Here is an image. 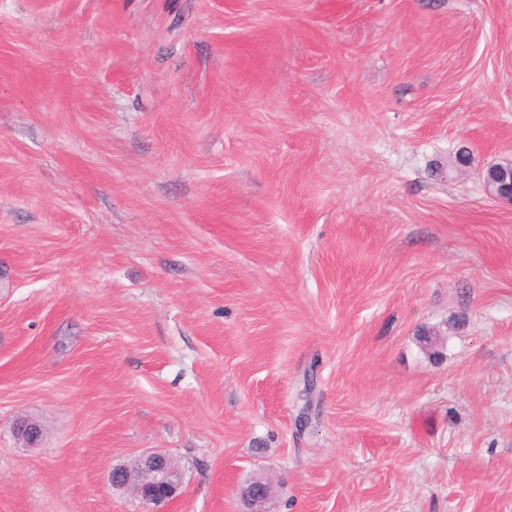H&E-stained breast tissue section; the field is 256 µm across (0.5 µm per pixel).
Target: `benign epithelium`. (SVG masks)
Listing matches in <instances>:
<instances>
[{
	"label": "benign epithelium",
	"instance_id": "benign-epithelium-1",
	"mask_svg": "<svg viewBox=\"0 0 512 512\" xmlns=\"http://www.w3.org/2000/svg\"><path fill=\"white\" fill-rule=\"evenodd\" d=\"M487 196L512 203V161L501 160L488 164L482 176ZM17 440L27 447L38 445L41 440L40 425L30 419H21L14 425ZM182 472L174 460L162 452L139 455L132 463L113 468L112 488L129 493L145 503L173 502L182 485ZM255 483L264 487V493L255 496L251 486L241 489V497L248 512H266L265 504L270 498V486L262 479Z\"/></svg>",
	"mask_w": 512,
	"mask_h": 512
}]
</instances>
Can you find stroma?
Here are the masks:
<instances>
[{"label": "stroma", "instance_id": "stroma-1", "mask_svg": "<svg viewBox=\"0 0 512 512\" xmlns=\"http://www.w3.org/2000/svg\"><path fill=\"white\" fill-rule=\"evenodd\" d=\"M510 157L512 0H0V512H512ZM487 196L512 203V161L501 160L488 164L482 176ZM17 440L22 441L26 447H35L41 440L40 425L30 419L18 420L14 425ZM182 479L174 460L162 452L140 454L132 463L113 468L111 474L113 489L151 504L175 501Z\"/></svg>", "mask_w": 512, "mask_h": 512}]
</instances>
